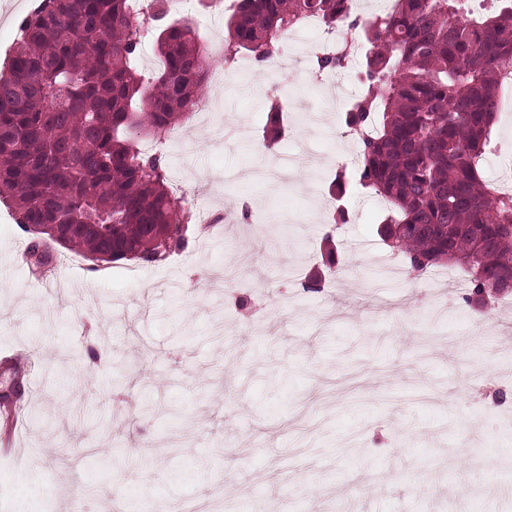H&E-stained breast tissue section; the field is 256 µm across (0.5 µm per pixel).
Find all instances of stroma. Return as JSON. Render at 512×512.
Returning a JSON list of instances; mask_svg holds the SVG:
<instances>
[{"label":"stroma","instance_id":"1","mask_svg":"<svg viewBox=\"0 0 512 512\" xmlns=\"http://www.w3.org/2000/svg\"><path fill=\"white\" fill-rule=\"evenodd\" d=\"M362 60L342 86L315 72L271 81L229 69L213 128L180 125L166 152L170 185L236 220L196 234L158 265L55 263L40 276L28 236L0 203V357L24 365L14 436L0 457V512H512V306L480 309L442 284L391 273L385 210L349 180L342 257L320 292L328 189L349 147L342 111L287 135L310 163L276 186L234 180L255 165L265 107L291 96L289 122L327 95L359 92ZM263 221L239 220L242 208ZM248 309H240L239 299ZM157 412L142 414L143 402ZM123 451L109 475L89 463ZM88 484L101 487L87 496Z\"/></svg>","mask_w":512,"mask_h":512}]
</instances>
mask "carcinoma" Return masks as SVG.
<instances>
[{"label": "carcinoma", "instance_id": "1", "mask_svg": "<svg viewBox=\"0 0 512 512\" xmlns=\"http://www.w3.org/2000/svg\"><path fill=\"white\" fill-rule=\"evenodd\" d=\"M154 2L153 26L132 17L129 0H42L20 22L0 71V200L32 235L26 257L36 267L51 264L56 245L95 263L150 264L189 246V197L167 186L165 156L134 140L163 138L195 110L205 52L189 21L172 18L167 0ZM390 2L360 23L353 0H235L224 62L241 53L272 61L310 15L328 29L361 27L369 49L345 126L361 133L357 180L390 205L384 240L415 276L463 267L468 304L512 294V196L497 194L483 173L512 70V0L484 15L463 11L461 0ZM149 37L162 69L146 77L136 62ZM313 64L336 71L346 58ZM266 112L261 148L270 150L286 131L280 98ZM348 221L344 209L331 213L323 268L306 277L305 291H321L335 273L332 231Z\"/></svg>", "mask_w": 512, "mask_h": 512}]
</instances>
